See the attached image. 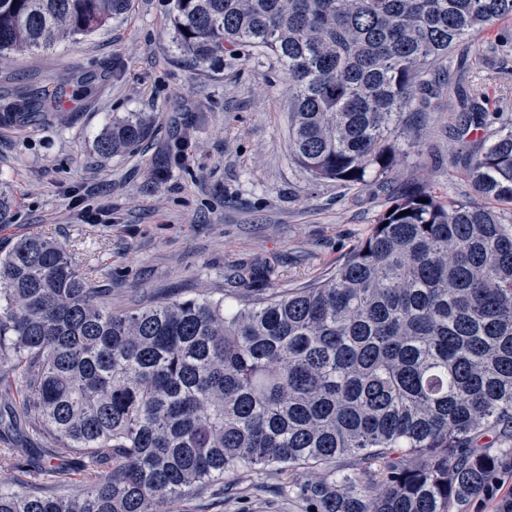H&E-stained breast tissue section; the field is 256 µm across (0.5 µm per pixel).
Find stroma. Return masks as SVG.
I'll return each mask as SVG.
<instances>
[{
	"label": "stroma",
	"mask_w": 512,
	"mask_h": 512,
	"mask_svg": "<svg viewBox=\"0 0 512 512\" xmlns=\"http://www.w3.org/2000/svg\"><path fill=\"white\" fill-rule=\"evenodd\" d=\"M447 70L433 94L413 91L387 174L346 189L290 157L288 85L271 58L190 64L164 0H133L127 17L87 37L0 57V253L49 231L116 308L148 295L217 299L241 289L239 269L271 263L280 287L318 280L410 185L468 196L464 158L493 135H459L456 92L494 76L512 98V17L471 30ZM73 72L97 80L80 92L65 81ZM41 97L49 111L11 114ZM129 112L149 118V136L99 157L98 136ZM182 138L190 148L177 166L170 150Z\"/></svg>",
	"instance_id": "35a3bbf8"
}]
</instances>
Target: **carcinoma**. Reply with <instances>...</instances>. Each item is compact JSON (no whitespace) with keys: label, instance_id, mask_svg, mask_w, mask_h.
I'll return each mask as SVG.
<instances>
[{"label":"carcinoma","instance_id":"carcinoma-1","mask_svg":"<svg viewBox=\"0 0 512 512\" xmlns=\"http://www.w3.org/2000/svg\"><path fill=\"white\" fill-rule=\"evenodd\" d=\"M174 47L200 65L260 49L288 81L289 153L349 188L390 167L412 90L512 0H167ZM131 0H0V54L119 19ZM485 88L458 93L482 125ZM468 157L471 187H409L327 277L279 272L224 298L114 310L40 234L0 255V398L62 466L0 454V512H197L245 470L288 480L268 512H467L512 461V115ZM112 121L102 157L148 135ZM408 214L401 215V212ZM318 471L314 480L300 474ZM30 476L18 491V474Z\"/></svg>","mask_w":512,"mask_h":512}]
</instances>
